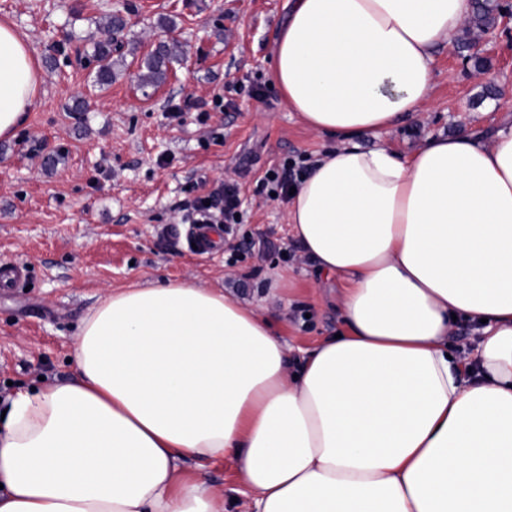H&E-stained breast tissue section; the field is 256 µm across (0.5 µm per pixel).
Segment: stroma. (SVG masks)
<instances>
[{"label":"stroma","mask_w":512,"mask_h":512,"mask_svg":"<svg viewBox=\"0 0 512 512\" xmlns=\"http://www.w3.org/2000/svg\"><path fill=\"white\" fill-rule=\"evenodd\" d=\"M113 13L127 26L102 88L93 39ZM287 16L288 0H0V20L25 35L42 77L26 124L0 140V263L30 269L26 284L0 288L1 402L75 376L77 328L114 288L180 280L262 304L293 360L343 331L341 285L305 258L287 201L265 187L271 170L308 167L328 142L270 84ZM161 42L180 55L163 84H143L140 62ZM436 69L432 102L384 138L399 154L500 118L512 98V28L439 49ZM227 176L243 201L233 235L205 255L161 237L201 179ZM245 237L264 260L231 254Z\"/></svg>","instance_id":"obj_1"}]
</instances>
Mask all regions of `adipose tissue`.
<instances>
[{"mask_svg": "<svg viewBox=\"0 0 512 512\" xmlns=\"http://www.w3.org/2000/svg\"><path fill=\"white\" fill-rule=\"evenodd\" d=\"M472 0H290L270 77L331 143L290 197L345 330L290 366L269 319L184 281L107 293L79 377L10 398L0 512H226L185 461H230L251 512H512V125L379 139L431 99ZM41 84L0 23V139ZM374 139L371 148L363 139ZM478 335L458 356L459 320Z\"/></svg>", "mask_w": 512, "mask_h": 512, "instance_id": "obj_1", "label": "adipose tissue"}]
</instances>
